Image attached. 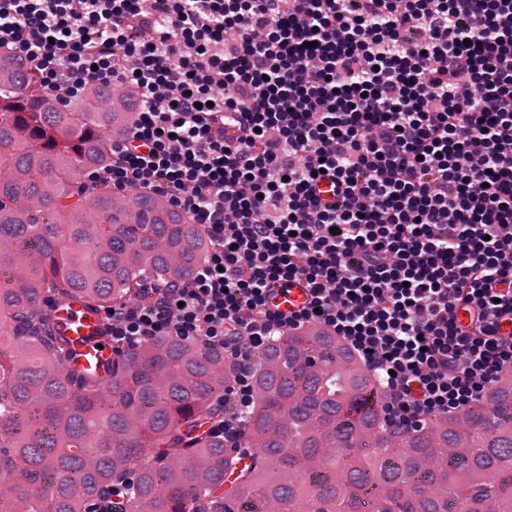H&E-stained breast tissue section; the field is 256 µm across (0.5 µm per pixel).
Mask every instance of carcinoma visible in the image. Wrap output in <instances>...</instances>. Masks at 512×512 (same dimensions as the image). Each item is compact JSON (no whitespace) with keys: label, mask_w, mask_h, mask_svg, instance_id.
<instances>
[{"label":"carcinoma","mask_w":512,"mask_h":512,"mask_svg":"<svg viewBox=\"0 0 512 512\" xmlns=\"http://www.w3.org/2000/svg\"><path fill=\"white\" fill-rule=\"evenodd\" d=\"M127 96L94 84L65 104L31 65L0 64V504L93 512L132 474L127 512H512V375L485 404L394 434L335 336H278L256 359L245 463L201 431L227 384L219 353L163 337L105 377L66 368L46 297L121 304L209 248L161 196L81 187L131 126Z\"/></svg>","instance_id":"carcinoma-1"}]
</instances>
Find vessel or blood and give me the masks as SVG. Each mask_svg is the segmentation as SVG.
I'll return each mask as SVG.
<instances>
[{"instance_id": "vessel-or-blood-1", "label": "vessel or blood", "mask_w": 512, "mask_h": 512, "mask_svg": "<svg viewBox=\"0 0 512 512\" xmlns=\"http://www.w3.org/2000/svg\"><path fill=\"white\" fill-rule=\"evenodd\" d=\"M51 317L58 335L67 342L66 367L70 370H110L118 354L107 333L101 309L84 300L69 298L56 302Z\"/></svg>"}]
</instances>
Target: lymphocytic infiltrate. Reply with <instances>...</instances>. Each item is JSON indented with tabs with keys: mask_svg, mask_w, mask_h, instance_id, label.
Here are the masks:
<instances>
[{
	"mask_svg": "<svg viewBox=\"0 0 512 512\" xmlns=\"http://www.w3.org/2000/svg\"><path fill=\"white\" fill-rule=\"evenodd\" d=\"M0 54L62 102L133 90L85 184L165 197L210 250L106 308L107 333L222 354L210 430L238 457L257 353L311 325L375 377L392 431L512 372V0H0Z\"/></svg>",
	"mask_w": 512,
	"mask_h": 512,
	"instance_id": "f902f5d3",
	"label": "lymphocytic infiltrate"
}]
</instances>
